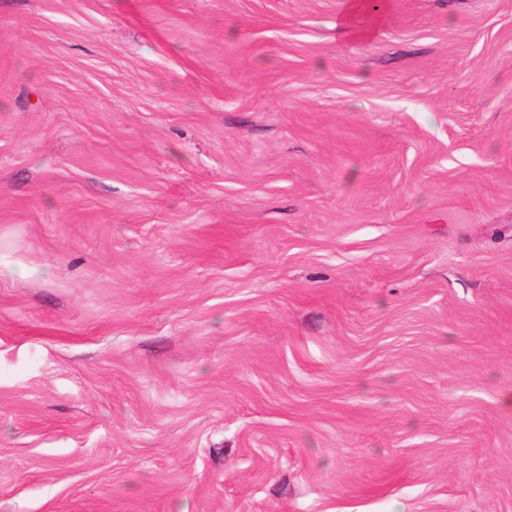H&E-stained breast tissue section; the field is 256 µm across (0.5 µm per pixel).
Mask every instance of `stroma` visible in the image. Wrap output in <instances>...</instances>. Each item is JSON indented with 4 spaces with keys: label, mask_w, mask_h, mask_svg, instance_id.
Wrapping results in <instances>:
<instances>
[{
    "label": "stroma",
    "mask_w": 512,
    "mask_h": 512,
    "mask_svg": "<svg viewBox=\"0 0 512 512\" xmlns=\"http://www.w3.org/2000/svg\"><path fill=\"white\" fill-rule=\"evenodd\" d=\"M0 0V512H512V0Z\"/></svg>",
    "instance_id": "obj_1"
}]
</instances>
